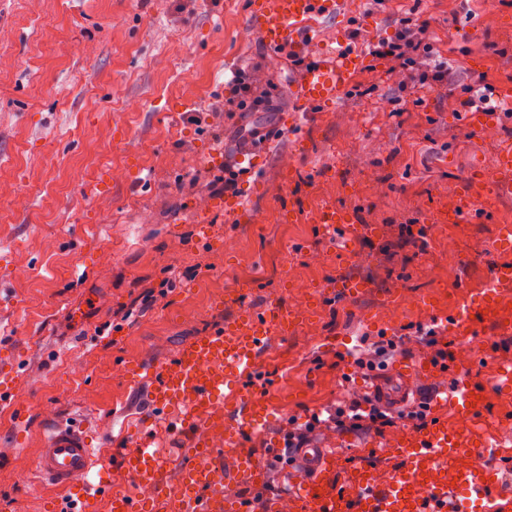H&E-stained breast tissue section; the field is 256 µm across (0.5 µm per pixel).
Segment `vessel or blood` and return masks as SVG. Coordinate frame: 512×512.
Listing matches in <instances>:
<instances>
[{
  "instance_id": "1",
  "label": "vessel or blood",
  "mask_w": 512,
  "mask_h": 512,
  "mask_svg": "<svg viewBox=\"0 0 512 512\" xmlns=\"http://www.w3.org/2000/svg\"><path fill=\"white\" fill-rule=\"evenodd\" d=\"M350 0H249L246 29L270 49L284 45L306 57L308 63L292 82L299 105L323 107L337 102L356 75L372 66L365 53L320 46L316 22L347 14ZM492 188L512 194V143L504 142L489 175ZM322 230L342 231L344 241L362 232L353 207L326 206ZM512 292V264L499 263L488 287L466 294L451 324L469 332L471 318L486 313L499 296ZM297 323L287 305L268 302L260 310H248L183 345L161 363L137 367L135 376L148 381L149 413L134 434L132 447L121 461L124 474L149 487L153 500L108 485L87 483L96 461L84 430L76 425H54L46 445L34 463V474L67 488H75L66 512H93L97 498L107 497L112 512H250L249 504L231 497L233 486H258L264 470L249 448L258 436L267 399L260 357L273 336L287 335ZM476 377L456 375L445 395L436 399L434 415L425 426L404 432L391 453L400 466L391 477L378 476L371 464L372 451L360 449L350 472L349 485L334 487L330 476L336 467L334 453L323 448L301 449L303 472L290 478L299 501V512H512V496L502 493L492 469L512 467V458L500 457L496 467L486 463L488 444L461 438L448 428L446 410L473 416L485 392ZM164 417L173 436L196 433L209 424L224 428V443L205 446L192 443L187 463L175 467L153 447L152 424ZM473 459V467L449 473L448 462L459 454Z\"/></svg>"
}]
</instances>
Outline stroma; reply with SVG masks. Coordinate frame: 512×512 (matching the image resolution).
<instances>
[{"instance_id": "1", "label": "stroma", "mask_w": 512, "mask_h": 512, "mask_svg": "<svg viewBox=\"0 0 512 512\" xmlns=\"http://www.w3.org/2000/svg\"><path fill=\"white\" fill-rule=\"evenodd\" d=\"M247 2L0 0V382L20 383L17 397L0 395V501L11 512H50L63 497L16 471L11 455L18 448L37 459L53 421L86 428L98 470L133 490L119 461L148 401L132 371L245 309L292 304V277L324 284L327 303L310 325L275 338L262 360L273 408L251 448L269 478L233 495L289 492L273 449L314 413L320 423L306 445L334 449L337 480L362 448L376 449L379 469L392 474L399 462L387 451L388 429L339 431L337 409L379 392L398 426L409 405L460 371L453 361L406 388L390 373L433 358L426 333L460 305L459 283L484 287L504 258L495 237L498 225L512 224V194L488 189L484 173L490 151L512 140V112L477 131L462 102L468 88L512 85V0H353L348 16L320 22L329 46L371 51L409 19L427 22L425 38L438 51L416 55L410 69L377 59L337 104L305 112L291 90L299 63L246 34ZM492 8L496 25L476 30ZM441 61L442 84L420 83ZM238 70L271 92L275 111L229 109ZM247 128L265 139L244 137ZM218 149L228 161L248 149L262 158L229 198L207 187ZM466 184L480 189L482 210L460 222L448 201ZM328 202L358 203L375 234L341 249L312 220ZM259 210L269 223L245 221ZM422 224L425 249L391 254L403 227ZM230 240L237 250L225 249ZM316 252L322 263H313ZM354 278L365 291L343 296L336 281ZM387 291L404 292L408 304L385 302ZM219 292L228 295L220 306L212 302ZM130 304L133 317H116ZM438 329L457 350L454 329ZM476 329L484 357L467 371L491 386L473 434L512 454V436L499 426L512 393L492 383L496 357L512 346L502 345L493 319ZM384 344L382 369L356 365ZM72 360L81 374H68Z\"/></svg>"}]
</instances>
